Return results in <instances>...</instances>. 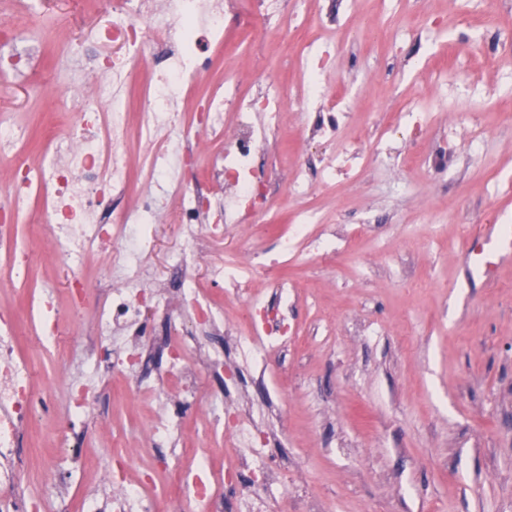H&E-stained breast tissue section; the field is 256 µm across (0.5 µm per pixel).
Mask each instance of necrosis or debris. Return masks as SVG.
<instances>
[{"label":"necrosis or debris","mask_w":512,"mask_h":512,"mask_svg":"<svg viewBox=\"0 0 512 512\" xmlns=\"http://www.w3.org/2000/svg\"><path fill=\"white\" fill-rule=\"evenodd\" d=\"M287 0H112V24L102 29L100 41L112 43L110 56H92L87 67L92 78L72 86L77 96L103 100L97 109L78 105V118L69 130L53 135L44 156L29 162L27 130L12 120H0V159L9 162L11 175L0 182L7 197L0 206V267L10 281L26 282L28 252L20 250L15 230L22 218L41 228L50 252L73 271L67 287L68 305L60 307L53 289L43 288L29 301L32 342L37 349L55 352L60 324L66 314L92 308L94 345L79 375L61 380L68 402V422L58 439L50 476L39 497L25 494L18 481L14 450L25 428L49 406L51 391L35 390L33 376L17 347L16 320L0 313V512H40L48 502L56 512H101L93 494L73 503L64 489L72 477L71 436L87 435L88 418L103 374L130 382L134 397L157 399L163 380L176 383V401L161 402L142 432L143 446L163 448L183 433L187 416H194L209 431H220L242 448L261 447L265 437L253 424L244 423L226 409L221 397H201L199 367L226 369L224 352L203 344L204 336L223 334L224 305L212 289L243 303L245 334L240 352L257 366H265L270 352L285 346L295 328L288 316L294 284L279 267L299 257L318 258L337 245H351V237H337L320 214L302 206L317 185L355 180L370 165L388 162L391 172L421 164L422 151L410 141L397 153L399 129L421 130L443 123L441 113L402 110L375 126L362 140L343 137L352 114L345 99L334 98L325 78L334 70L338 51L336 14L325 0L314 9H288ZM235 17L240 40L256 30L276 25L299 33L298 80L289 94L275 93L279 80L265 75L252 89H243L237 70L225 65L223 82L197 95L198 77L212 69L216 54L229 53L224 37L226 17ZM165 47L162 65L143 74L140 63L154 47ZM142 112H133V99ZM295 107L313 137L335 142L333 152L295 164L288 177V195L298 205L289 223L281 225L275 251L257 249L245 262H224L207 252L209 241L234 232L243 241L252 238L248 217L261 213L272 223L271 188L280 170L267 166L263 150L270 136L285 128V108ZM201 130L209 141L221 142L206 160L204 175L222 183L223 201L188 189L185 168L198 149L188 134ZM138 141L140 161L131 165L128 149ZM161 142L175 144L176 154L158 150ZM129 208L117 209L116 200ZM172 216L185 238L184 248L170 259L175 279L151 285L140 259L154 242V228ZM205 266L206 283L194 270ZM101 269L107 278L104 294L92 296L87 271ZM165 326L162 341L147 337L139 324L145 311ZM193 323L201 339L184 336ZM161 350L160 376L140 371L154 350ZM181 488L170 498L169 512H227V493L240 489L259 495L272 481V468L241 457L214 475L208 457H194L180 474ZM99 481L110 488L112 512H155V503L142 482L114 484L103 472Z\"/></svg>","instance_id":"necrosis-or-debris-1"}]
</instances>
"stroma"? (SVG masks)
<instances>
[{"label":"stroma","mask_w":512,"mask_h":512,"mask_svg":"<svg viewBox=\"0 0 512 512\" xmlns=\"http://www.w3.org/2000/svg\"><path fill=\"white\" fill-rule=\"evenodd\" d=\"M424 0H358L343 15L336 71L353 89V111L371 125L382 112L421 103L435 112L466 111L491 129L477 150L447 149V126L422 143L427 162L392 175L372 167L356 183L320 188L304 199L337 232L368 215L357 245L314 261L289 263L283 277L299 284L291 307L297 341L273 354L267 370L243 365L232 387L245 418L272 436L263 459L282 474L264 512H512V44L483 28V0H444L440 25L413 37ZM112 11L90 0H41L21 28L0 27L5 47L37 46L40 70L0 75V119L21 120L29 153L45 147L49 125L65 128L73 83L70 48L111 53L97 34ZM269 52L259 71L294 75V39L273 29L256 33ZM62 103L48 115L50 101ZM483 237L497 265L480 273L467 257ZM19 240L34 253L25 286L0 269V312L27 328V297L64 292L69 271L39 246L24 224ZM141 265L165 280L182 249L178 225L161 222ZM87 319L64 322L52 357L21 336L20 350L46 389L86 351ZM151 401L126 399L123 384L100 393L96 428L83 442L89 471L111 465L110 452L133 446L150 419ZM67 414L64 394L17 448L24 484L40 490ZM185 447L211 456L223 471L233 456L221 437L207 438L188 421Z\"/></svg>","instance_id":"stroma-1"}]
</instances>
